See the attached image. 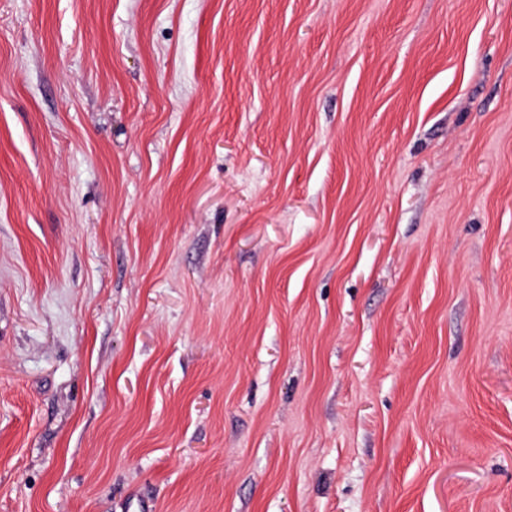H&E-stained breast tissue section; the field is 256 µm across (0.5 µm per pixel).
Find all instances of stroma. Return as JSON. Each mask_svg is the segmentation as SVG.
I'll return each mask as SVG.
<instances>
[{
  "mask_svg": "<svg viewBox=\"0 0 512 512\" xmlns=\"http://www.w3.org/2000/svg\"><path fill=\"white\" fill-rule=\"evenodd\" d=\"M512 512V0H0V512Z\"/></svg>",
  "mask_w": 512,
  "mask_h": 512,
  "instance_id": "stroma-1",
  "label": "stroma"
}]
</instances>
